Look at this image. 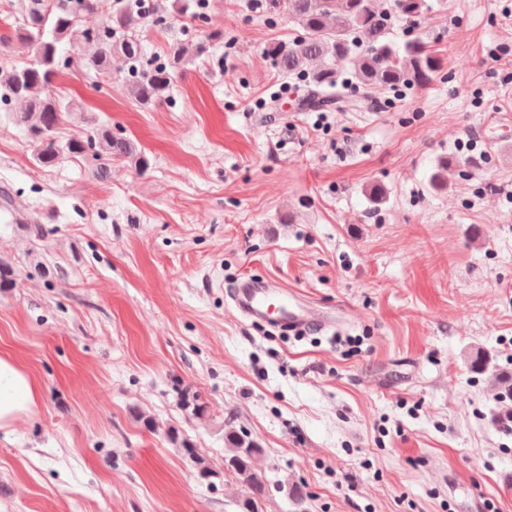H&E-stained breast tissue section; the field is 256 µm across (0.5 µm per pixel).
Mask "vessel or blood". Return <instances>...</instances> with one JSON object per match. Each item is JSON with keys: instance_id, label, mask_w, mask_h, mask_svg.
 Instances as JSON below:
<instances>
[{"instance_id": "1", "label": "vessel or blood", "mask_w": 512, "mask_h": 512, "mask_svg": "<svg viewBox=\"0 0 512 512\" xmlns=\"http://www.w3.org/2000/svg\"><path fill=\"white\" fill-rule=\"evenodd\" d=\"M233 301L243 317L273 326L306 330L321 329L328 324L327 319L306 307L294 292L274 290L251 280L234 289Z\"/></svg>"}]
</instances>
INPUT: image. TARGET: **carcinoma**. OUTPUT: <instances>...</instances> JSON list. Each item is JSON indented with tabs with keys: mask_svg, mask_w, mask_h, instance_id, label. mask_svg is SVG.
I'll use <instances>...</instances> for the list:
<instances>
[{
	"mask_svg": "<svg viewBox=\"0 0 512 512\" xmlns=\"http://www.w3.org/2000/svg\"><path fill=\"white\" fill-rule=\"evenodd\" d=\"M21 22L14 45L27 62L17 66L0 62V103H13V121L24 128L34 145V161L53 166L68 156L89 157L95 174L109 177L114 161H131L144 168L147 158L135 143L112 134L108 125L86 137L62 140L63 114L74 112L49 94L69 59L58 46L84 20L100 16L95 28L84 30L86 50L83 65L98 75L111 70L112 55L123 57L130 96L143 107L165 100L193 59L209 56L213 46L224 42V32H207L189 51L180 44L167 50L168 63L148 64L140 37L143 17L133 4L115 0L104 8L103 0H21ZM273 13L283 12L298 27L295 37L272 43L267 54L285 77L302 79L305 104L312 109L330 107L338 112L363 108L376 102L379 91H396L411 83L428 85L441 69L440 59L420 38H410L395 29L415 26L426 7L425 0H271ZM350 83L355 94L344 93ZM429 185L441 190L448 185V160L439 161ZM225 460L238 466V476L250 499L264 495L263 476L255 464L261 450L235 432L225 435Z\"/></svg>",
	"mask_w": 512,
	"mask_h": 512,
	"instance_id": "obj_1",
	"label": "carcinoma"
}]
</instances>
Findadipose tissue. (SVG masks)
<instances>
[{
    "label": "adipose tissue",
    "instance_id": "1",
    "mask_svg": "<svg viewBox=\"0 0 512 512\" xmlns=\"http://www.w3.org/2000/svg\"><path fill=\"white\" fill-rule=\"evenodd\" d=\"M40 399V386L10 355L0 356V431L26 419Z\"/></svg>",
    "mask_w": 512,
    "mask_h": 512
}]
</instances>
